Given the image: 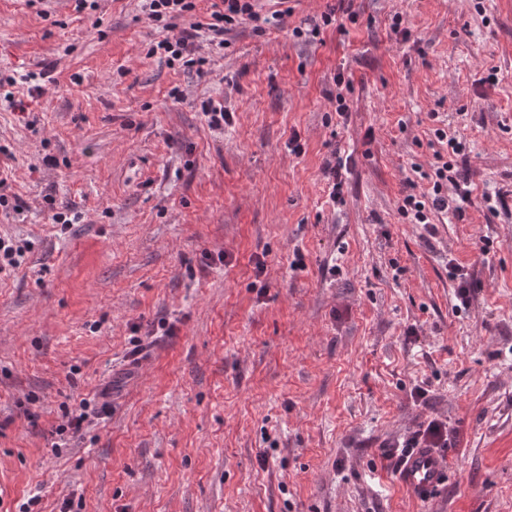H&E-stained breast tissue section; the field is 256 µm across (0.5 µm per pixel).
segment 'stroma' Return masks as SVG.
I'll return each instance as SVG.
<instances>
[{"instance_id":"1","label":"stroma","mask_w":512,"mask_h":512,"mask_svg":"<svg viewBox=\"0 0 512 512\" xmlns=\"http://www.w3.org/2000/svg\"><path fill=\"white\" fill-rule=\"evenodd\" d=\"M96 3L94 28L0 0V79L25 104L0 89V195L25 203L0 237L26 246L0 278V512H512V0H350L318 43L293 29L337 0H288L203 76L147 57L141 0ZM50 60L55 92L31 94ZM437 128L466 146L472 202L432 235L399 207ZM430 419L453 476L418 501L381 448ZM200 110L210 128L215 130L224 129V123L229 121V112L224 109L223 100L208 98L200 104Z\"/></svg>"}]
</instances>
